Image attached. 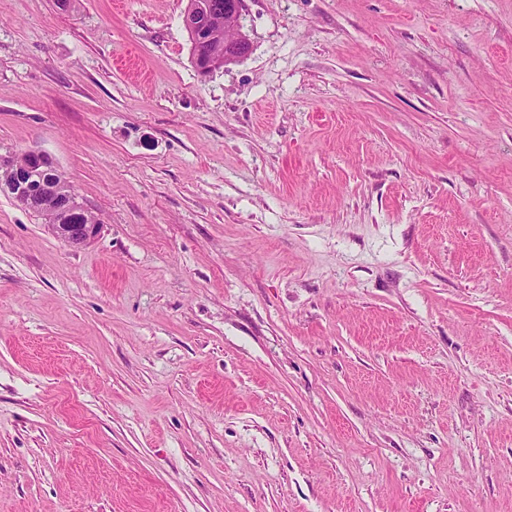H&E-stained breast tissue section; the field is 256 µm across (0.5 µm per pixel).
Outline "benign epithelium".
Here are the masks:
<instances>
[{"label": "benign epithelium", "mask_w": 512, "mask_h": 512, "mask_svg": "<svg viewBox=\"0 0 512 512\" xmlns=\"http://www.w3.org/2000/svg\"><path fill=\"white\" fill-rule=\"evenodd\" d=\"M245 0H224V46L212 47L203 38L209 19L218 12L210 0H189L184 25L193 38L192 59L199 74L207 76L214 71L244 58L250 51V43L244 32ZM26 162H18L15 156L0 154V170L12 169L10 183L0 181V190L8 191L23 208L37 211L47 197L59 199L56 220L48 228L69 247L79 249L91 243L100 231L101 224L88 220L89 211L78 200L73 189L46 178L56 165L42 151L24 153Z\"/></svg>", "instance_id": "7a95c632"}]
</instances>
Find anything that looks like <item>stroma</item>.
<instances>
[{
  "label": "stroma",
  "mask_w": 512,
  "mask_h": 512,
  "mask_svg": "<svg viewBox=\"0 0 512 512\" xmlns=\"http://www.w3.org/2000/svg\"><path fill=\"white\" fill-rule=\"evenodd\" d=\"M0 0V512H512V0ZM213 7L210 0H189L184 16V25L193 38V63L198 73L203 76L239 61L250 51L249 39L243 31L245 1L224 0L220 13L213 10ZM222 13L224 20H216L206 32L209 19ZM203 34L210 38L211 43L224 44V48L210 46ZM23 155L26 157L25 163H19V157L0 154V171L14 170V176L7 170L1 172L0 179L5 183L0 181V190L8 191L23 208L34 212L38 210L43 199L56 197L60 201L56 220L57 203L51 198L45 199L36 213L44 217L52 233L69 247L79 249L91 243L98 235L101 224L89 222V211L78 200L73 189L63 187L45 177L48 172L57 169L53 159L46 153L36 150ZM49 177L63 185H70L58 169Z\"/></svg>",
  "instance_id": "35a3bbf8"
}]
</instances>
